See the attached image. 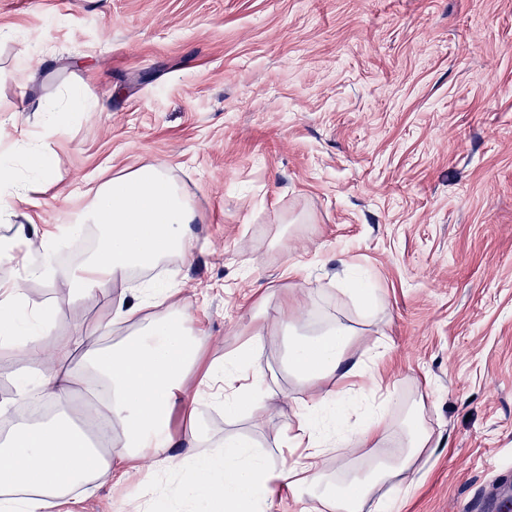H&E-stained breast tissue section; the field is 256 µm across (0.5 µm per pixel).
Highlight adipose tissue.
Returning <instances> with one entry per match:
<instances>
[{"mask_svg": "<svg viewBox=\"0 0 512 512\" xmlns=\"http://www.w3.org/2000/svg\"><path fill=\"white\" fill-rule=\"evenodd\" d=\"M52 164L45 152L27 157L29 178L20 179L11 157L0 155V213L14 216L37 186L49 179ZM197 214L187 195L161 165L146 163L101 182L81 221L99 230L91 256L78 259L67 279L54 270V235L35 224H18L0 240V262L17 266L14 278L0 280V345L25 362V382L14 396L0 401V414L24 405L30 394L47 399L56 411L35 423H14L0 435V512H62L74 486L121 482L138 477L147 512H269L272 489L319 488L323 458L332 448L361 453L366 473L342 479L325 494L327 512H394L405 487L413 482L415 458L429 438L419 429L391 432L383 412L366 408L360 418L346 417V390H316L300 407L299 423L288 436L300 449L290 465L271 464L252 440L225 435L212 446L200 416L201 394H190L188 376L196 370L201 340L184 303L161 284L144 288L129 283L134 268H149L172 254L187 258L195 240L190 230ZM39 253L38 261L17 259L18 244ZM63 286L75 296H112V317L95 336L52 339L56 309L30 303L24 283ZM122 284L113 293L114 284ZM262 328H283L285 363L298 377L315 383L334 374L364 375V360H351L354 330L335 321L312 330L284 322L280 309H265ZM126 329L119 341L114 330ZM208 379L223 378L214 402L227 417L268 407L275 394L266 387L257 340L211 364ZM86 395L89 429L71 420L67 409ZM185 406L186 426L174 441L169 421L176 403ZM196 450L192 461L173 455L176 444ZM153 458V473L142 460ZM176 475L173 483L165 475ZM391 483V494L381 493Z\"/></svg>", "mask_w": 512, "mask_h": 512, "instance_id": "ef3b65f1", "label": "adipose tissue"}]
</instances>
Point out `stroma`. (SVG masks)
Wrapping results in <instances>:
<instances>
[{
    "label": "stroma",
    "mask_w": 512,
    "mask_h": 512,
    "mask_svg": "<svg viewBox=\"0 0 512 512\" xmlns=\"http://www.w3.org/2000/svg\"><path fill=\"white\" fill-rule=\"evenodd\" d=\"M0 151L25 162L43 115L71 88L97 104L64 115L55 175L23 211L66 224L104 179L164 165L193 201L195 250L162 261L201 334L202 362L248 342L264 307L353 327L377 357L363 394L431 444L400 512H477L512 477V0H0ZM38 64L16 80L22 46ZM370 289L374 306L358 296ZM54 334L95 333L106 298L30 283ZM276 405L231 420L273 463L312 386L260 342ZM316 490L276 488L270 512H313ZM144 512L135 481L92 485L73 512Z\"/></svg>",
    "instance_id": "35a3bbf8"
}]
</instances>
